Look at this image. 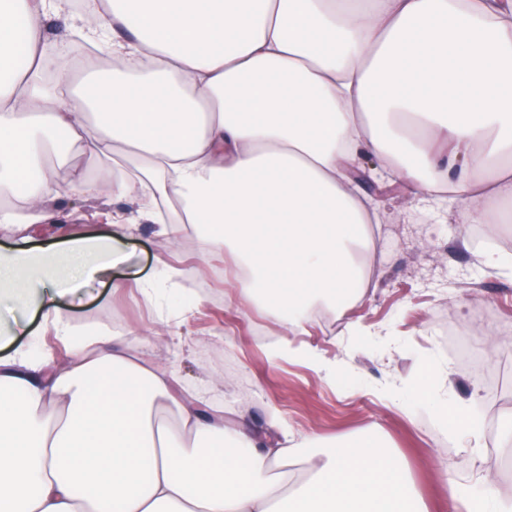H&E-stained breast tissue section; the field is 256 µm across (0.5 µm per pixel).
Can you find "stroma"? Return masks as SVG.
<instances>
[{
  "label": "stroma",
  "instance_id": "stroma-1",
  "mask_svg": "<svg viewBox=\"0 0 512 512\" xmlns=\"http://www.w3.org/2000/svg\"><path fill=\"white\" fill-rule=\"evenodd\" d=\"M375 186L361 182L378 202L383 244L369 287L340 316L320 311L292 336L286 355L273 357L256 342L258 330L272 337L281 330L247 311L231 249L202 259L194 242L173 244L150 222L124 237L127 260L111 280L66 296L60 312L76 329L111 333L174 364L181 385L258 435L269 433L277 410L298 437L315 433L328 446L386 444L405 458L430 512H441L444 474L463 482L475 475L452 425L437 420L425 396L398 405L390 395L418 381L446 386L471 401L481 422L482 469L496 477L499 497H512V460L502 448L512 430V267L496 262L512 256V223L459 224L454 207L411 204L398 194L381 199ZM51 208L54 220L0 225V249L48 248L67 235L108 231L96 217L103 202L70 194ZM161 261L191 274L190 302L144 300L136 283ZM431 361L447 369V382L427 377Z\"/></svg>",
  "mask_w": 512,
  "mask_h": 512
}]
</instances>
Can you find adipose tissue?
<instances>
[{"mask_svg":"<svg viewBox=\"0 0 512 512\" xmlns=\"http://www.w3.org/2000/svg\"><path fill=\"white\" fill-rule=\"evenodd\" d=\"M67 6L0 0V224L47 219L70 192L138 212L46 256L0 253V316L33 302L71 342L58 300L109 276L141 214L194 234L201 254L230 246L252 308L295 334L370 275L362 156L410 200L458 202L467 224L487 223V200L512 201V0H85L69 30L100 36L106 63L62 59L48 82L44 24ZM74 146L128 166L94 177ZM29 333L17 319L0 336V512H429L388 448L261 440L110 336L56 363L17 346ZM428 399L439 420L457 414L479 465L470 404ZM443 496L448 512H512L452 477Z\"/></svg>","mask_w":512,"mask_h":512,"instance_id":"obj_1","label":"adipose tissue"}]
</instances>
